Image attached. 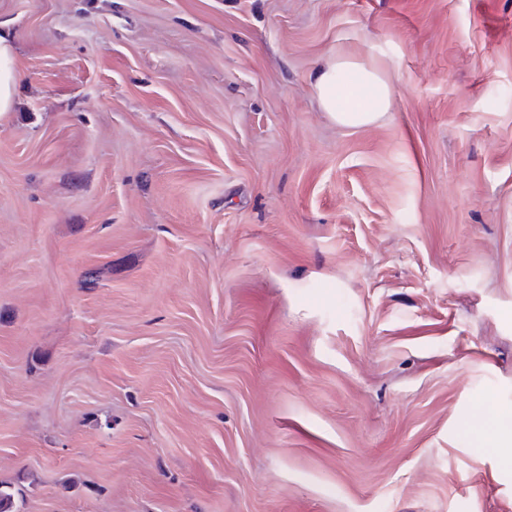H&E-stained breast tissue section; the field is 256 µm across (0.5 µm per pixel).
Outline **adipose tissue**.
Instances as JSON below:
<instances>
[{"mask_svg": "<svg viewBox=\"0 0 512 512\" xmlns=\"http://www.w3.org/2000/svg\"><path fill=\"white\" fill-rule=\"evenodd\" d=\"M18 78L14 34L0 29V118L13 108ZM313 85L323 111L341 126L372 124L391 108L388 75L376 64L343 53L316 68Z\"/></svg>", "mask_w": 512, "mask_h": 512, "instance_id": "1", "label": "adipose tissue"}]
</instances>
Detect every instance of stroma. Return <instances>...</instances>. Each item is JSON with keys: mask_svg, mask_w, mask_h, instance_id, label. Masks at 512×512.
Returning a JSON list of instances; mask_svg holds the SVG:
<instances>
[{"mask_svg": "<svg viewBox=\"0 0 512 512\" xmlns=\"http://www.w3.org/2000/svg\"><path fill=\"white\" fill-rule=\"evenodd\" d=\"M21 512H512V0H0ZM392 108L337 125L336 51ZM108 265L106 279L85 282ZM18 78L14 33L0 29V118L13 108L14 88ZM313 85L323 111L341 126L372 124L391 108L388 75L374 63L343 53L316 68Z\"/></svg>", "mask_w": 512, "mask_h": 512, "instance_id": "obj_1", "label": "stroma"}]
</instances>
